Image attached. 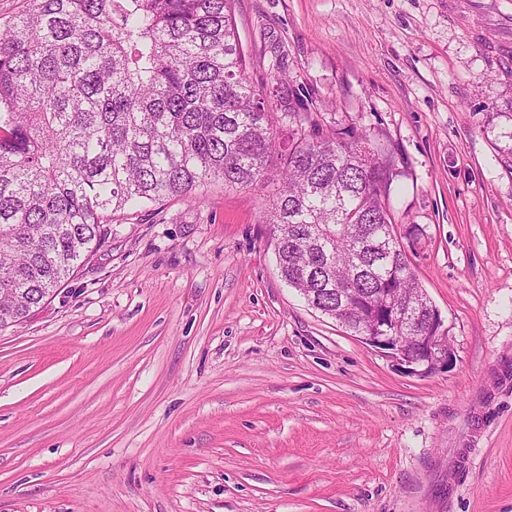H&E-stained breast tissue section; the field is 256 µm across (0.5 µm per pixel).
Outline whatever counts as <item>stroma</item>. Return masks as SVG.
Segmentation results:
<instances>
[{
  "label": "stroma",
  "mask_w": 512,
  "mask_h": 512,
  "mask_svg": "<svg viewBox=\"0 0 512 512\" xmlns=\"http://www.w3.org/2000/svg\"><path fill=\"white\" fill-rule=\"evenodd\" d=\"M245 76L392 150L455 359L403 374L281 279L278 167L112 214L0 329V512H512V69L448 0H236Z\"/></svg>",
  "instance_id": "obj_1"
}]
</instances>
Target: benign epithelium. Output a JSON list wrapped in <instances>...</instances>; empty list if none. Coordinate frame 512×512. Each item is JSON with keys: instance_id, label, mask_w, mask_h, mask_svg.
<instances>
[{"instance_id": "7a95c632", "label": "benign epithelium", "mask_w": 512, "mask_h": 512, "mask_svg": "<svg viewBox=\"0 0 512 512\" xmlns=\"http://www.w3.org/2000/svg\"><path fill=\"white\" fill-rule=\"evenodd\" d=\"M340 294L344 301L335 311L336 321L347 329L350 323H357V337L385 353L404 372L428 376L453 364L455 354L448 342V326L437 307L428 306L429 317L420 325L421 309L417 304L399 303L385 288L381 291L385 298L381 316L369 321L362 304L352 301L343 290Z\"/></svg>"}]
</instances>
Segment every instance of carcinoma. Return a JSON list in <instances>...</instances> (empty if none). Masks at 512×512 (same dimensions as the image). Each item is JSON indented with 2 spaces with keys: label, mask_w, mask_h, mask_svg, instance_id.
Wrapping results in <instances>:
<instances>
[{
  "label": "carcinoma",
  "mask_w": 512,
  "mask_h": 512,
  "mask_svg": "<svg viewBox=\"0 0 512 512\" xmlns=\"http://www.w3.org/2000/svg\"><path fill=\"white\" fill-rule=\"evenodd\" d=\"M0 26V328L52 295L105 239L104 217L208 180L244 189L274 162L265 215L283 280L331 317L336 289L423 291L397 235L395 159L313 128L245 77L235 0H28Z\"/></svg>",
  "instance_id": "carcinoma-1"
}]
</instances>
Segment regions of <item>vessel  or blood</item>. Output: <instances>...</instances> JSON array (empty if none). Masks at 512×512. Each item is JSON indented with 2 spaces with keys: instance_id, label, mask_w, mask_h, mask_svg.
<instances>
[{
  "instance_id": "vessel-or-blood-1",
  "label": "vessel or blood",
  "mask_w": 512,
  "mask_h": 512,
  "mask_svg": "<svg viewBox=\"0 0 512 512\" xmlns=\"http://www.w3.org/2000/svg\"><path fill=\"white\" fill-rule=\"evenodd\" d=\"M469 16L475 22L472 36H479L481 29L490 28L496 33L487 43V53L503 66L512 65V0H448V16L458 19Z\"/></svg>"
}]
</instances>
